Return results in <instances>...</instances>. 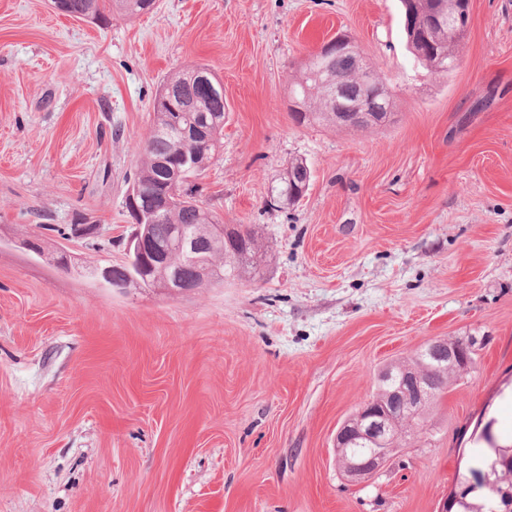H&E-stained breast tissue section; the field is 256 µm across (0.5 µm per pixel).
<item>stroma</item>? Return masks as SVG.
<instances>
[{
    "instance_id": "1",
    "label": "stroma",
    "mask_w": 512,
    "mask_h": 512,
    "mask_svg": "<svg viewBox=\"0 0 512 512\" xmlns=\"http://www.w3.org/2000/svg\"><path fill=\"white\" fill-rule=\"evenodd\" d=\"M339 33L391 122L293 120L296 74ZM196 64L227 104L201 199L251 229L260 273L109 287L93 270L126 259L133 147ZM77 223L100 232L62 236ZM42 224L71 270L24 248ZM469 338L429 436L348 481L334 439L379 371ZM482 420L512 439V0H470L448 77L414 62L399 0H157L105 24L0 0V512H437ZM309 180L310 171L306 163L298 160L291 162L283 174V177L281 178L282 186L279 190V193H282L288 197L289 201H295L298 197L302 196V194L307 191ZM301 187L304 189V193L294 195L295 190H299Z\"/></svg>"
}]
</instances>
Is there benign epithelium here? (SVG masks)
<instances>
[{
    "instance_id": "1",
    "label": "benign epithelium",
    "mask_w": 512,
    "mask_h": 512,
    "mask_svg": "<svg viewBox=\"0 0 512 512\" xmlns=\"http://www.w3.org/2000/svg\"><path fill=\"white\" fill-rule=\"evenodd\" d=\"M456 0H442L438 11L433 15L431 24L443 26L450 13L457 12ZM355 56L358 48L355 42L347 37H338L315 51L306 61L307 66L320 65L328 52L333 48ZM192 78L207 93L213 96H224V87L211 78L210 70L199 68L192 73ZM363 96L350 105L339 101L340 92L335 84L325 82L327 92L325 103L328 110L339 116L343 124L351 125L365 122L372 124L381 116L376 106V88L382 85L380 74L373 69L365 71L361 78ZM224 124V117L207 112L198 114L193 125H174L171 139L174 152L169 160L162 162L167 177L166 194L159 197L148 187L135 182L124 199L125 208L134 218L135 230L128 243L127 262L120 266L108 265L98 268L99 278L113 288H126L132 284L149 286L161 281L162 287L172 295H187L204 283H215L210 267L205 259L217 247L223 245L226 226L222 224H206L189 234L177 225L172 229L171 239L162 243L150 233V223L175 206H192L209 218L207 208L195 198L185 194L183 167L191 162L188 147L195 143L210 142L212 129ZM191 265L195 269V277L187 280L182 276V268ZM465 346L456 340H437L426 347L428 357L435 362L433 368L440 369L446 365L465 364ZM433 388L430 383L415 374H403L398 380L396 389L387 394L385 402L378 403L371 399L349 418L336 434V454L338 461L344 463L343 470L347 476L361 478L381 469L388 456L390 443L394 439L392 423L394 414L404 407L421 408L431 402ZM366 442L372 451L366 456L351 457L348 446ZM472 491L468 484L452 491L440 504L437 512H451L453 505Z\"/></svg>"
}]
</instances>
